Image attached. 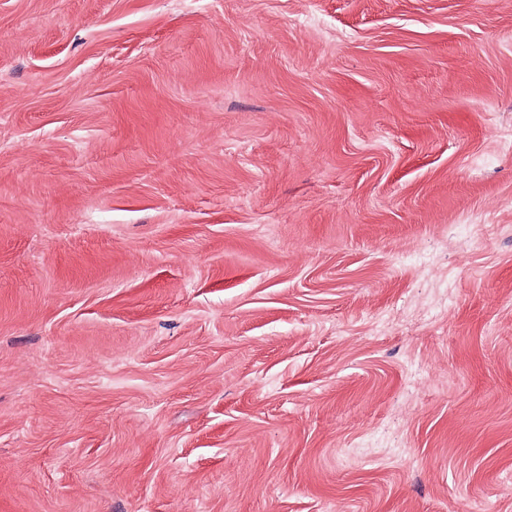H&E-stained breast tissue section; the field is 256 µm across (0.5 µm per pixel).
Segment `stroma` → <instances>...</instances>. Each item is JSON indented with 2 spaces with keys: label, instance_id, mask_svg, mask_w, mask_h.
<instances>
[{
  "label": "stroma",
  "instance_id": "1",
  "mask_svg": "<svg viewBox=\"0 0 512 512\" xmlns=\"http://www.w3.org/2000/svg\"><path fill=\"white\" fill-rule=\"evenodd\" d=\"M0 512H512V0H0Z\"/></svg>",
  "mask_w": 512,
  "mask_h": 512
}]
</instances>
